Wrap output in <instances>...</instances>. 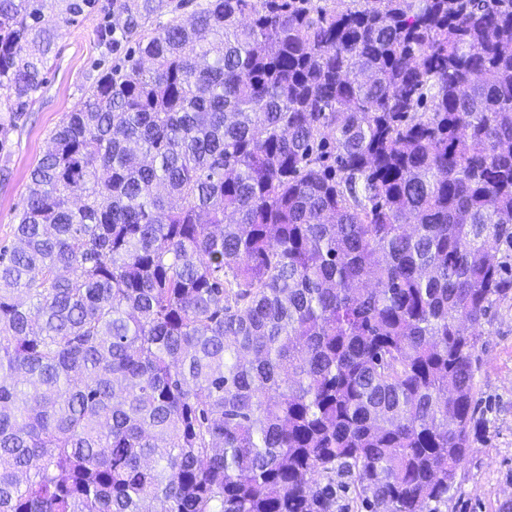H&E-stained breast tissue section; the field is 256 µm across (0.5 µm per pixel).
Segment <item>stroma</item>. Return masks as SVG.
<instances>
[{
    "mask_svg": "<svg viewBox=\"0 0 512 512\" xmlns=\"http://www.w3.org/2000/svg\"><path fill=\"white\" fill-rule=\"evenodd\" d=\"M65 18L62 0L46 11L54 35L49 68L21 110L7 151H0V246L14 245L16 214L29 173L66 113L78 109L102 69L124 61L112 47V0ZM476 412L486 427L460 467L456 487L439 512H512V301L494 304L480 328Z\"/></svg>",
    "mask_w": 512,
    "mask_h": 512,
    "instance_id": "obj_1",
    "label": "stroma"
}]
</instances>
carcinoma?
<instances>
[{
	"label": "carcinoma",
	"instance_id": "1",
	"mask_svg": "<svg viewBox=\"0 0 512 512\" xmlns=\"http://www.w3.org/2000/svg\"><path fill=\"white\" fill-rule=\"evenodd\" d=\"M112 0L0 248V512H435L512 299V0ZM0 0V151L51 57ZM153 504L146 510L145 502ZM171 4L169 11L153 16L147 23L148 31H155L166 25L170 20L176 18L177 20L185 21L191 17V15L197 9V3H204V0H168ZM316 483L323 486L332 482L336 486V504L333 512H367L365 503L354 483L353 477L346 471L338 469L321 472L315 476Z\"/></svg>",
	"mask_w": 512,
	"mask_h": 512
}]
</instances>
